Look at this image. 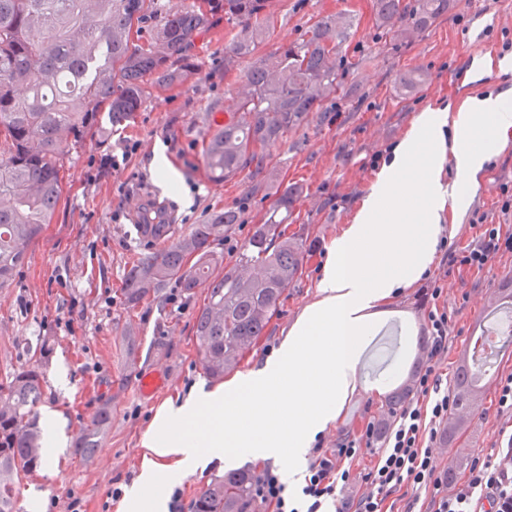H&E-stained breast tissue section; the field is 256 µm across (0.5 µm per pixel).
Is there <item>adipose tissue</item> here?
<instances>
[{
  "mask_svg": "<svg viewBox=\"0 0 512 512\" xmlns=\"http://www.w3.org/2000/svg\"><path fill=\"white\" fill-rule=\"evenodd\" d=\"M511 134L512 88L420 112L333 241L314 300L278 348L223 386H192L158 410L118 512H167L165 492L183 477L243 457L278 465L289 489L303 484L311 445L351 396L381 395L399 381L393 364L375 383L359 378L382 309L433 265L444 217L463 213L478 173Z\"/></svg>",
  "mask_w": 512,
  "mask_h": 512,
  "instance_id": "ef3b65f1",
  "label": "adipose tissue"
}]
</instances>
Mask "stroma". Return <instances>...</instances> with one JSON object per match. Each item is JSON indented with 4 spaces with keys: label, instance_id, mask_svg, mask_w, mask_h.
I'll return each mask as SVG.
<instances>
[{
    "label": "stroma",
    "instance_id": "stroma-1",
    "mask_svg": "<svg viewBox=\"0 0 512 512\" xmlns=\"http://www.w3.org/2000/svg\"><path fill=\"white\" fill-rule=\"evenodd\" d=\"M341 10L354 18V35L342 53L356 64L342 96L266 148L277 184L297 183L304 189L288 230L304 233L314 250L266 335L242 359V373L278 346L313 300L330 244L351 222L377 174L370 157L389 158L424 108L457 105L467 96L512 86V72L483 64L489 56L512 58V0H452L447 15L410 45L376 39L373 0H278L257 55L299 40L322 16ZM232 32L230 24L215 26L196 42L195 76L151 89L127 128L88 141L65 158L64 197L51 223L29 244L24 265L0 288V380L22 369L39 340L48 339L46 384L36 412L41 418L55 413L63 435L61 447L51 449L40 468L21 482L18 512H30L35 500L40 512H117L112 491L128 489L136 480L141 442L157 409L196 383L217 385L202 368L194 329L207 283L190 296L169 284L161 296L145 299L132 311L120 288L132 263L163 245L139 231L145 211L170 224L176 238L213 211L248 199L230 236L238 246L266 217L271 201L263 192L249 193L245 175L212 182L202 160L211 120H223L225 108L233 104L237 78L224 74V38ZM413 71L426 79L412 94H403L399 79ZM158 153L175 170L176 187L159 180L153 163ZM504 183L512 186V138L479 174L472 202L455 219L446 247L465 243L480 222L512 233V208L504 207L500 192ZM453 283L447 300L454 311L452 342L439 364L447 380L453 379L467 340L485 324L472 300L512 286V253L482 272L462 273ZM421 292L418 286L406 289L388 306L387 325L396 341L392 359L402 364L407 385L415 363L425 357ZM149 371L159 372L165 383L145 397L136 380ZM106 399L112 403L111 427L92 462H83L73 453L74 437ZM384 407V401L367 393L353 395L340 421L323 432L325 447L360 434ZM511 420L499 414L496 390L488 388L466 437L469 458L489 455L498 430Z\"/></svg>",
    "mask_w": 512,
    "mask_h": 512
}]
</instances>
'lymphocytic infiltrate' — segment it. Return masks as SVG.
Segmentation results:
<instances>
[{
    "label": "lymphocytic infiltrate",
    "instance_id": "obj_1",
    "mask_svg": "<svg viewBox=\"0 0 512 512\" xmlns=\"http://www.w3.org/2000/svg\"><path fill=\"white\" fill-rule=\"evenodd\" d=\"M505 252H512V234L498 224H481L470 241L445 254L441 272L425 287L432 301L424 317L430 347L413 375V400L402 406L382 436H375L369 424L333 448L316 440L299 494L289 493L273 468H264L255 485V503L262 512H326L335 499L342 502L337 512H384L387 499L403 489L410 492L405 512H512L511 429L499 430L493 453L475 459L449 493L440 491L437 467L438 436L454 406L439 371L448 352L451 317L438 302L456 272L482 271ZM367 453L373 464L367 472L355 473L354 463Z\"/></svg>",
    "mask_w": 512,
    "mask_h": 512
}]
</instances>
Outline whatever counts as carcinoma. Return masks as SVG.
<instances>
[{"label": "carcinoma", "instance_id": "obj_1", "mask_svg": "<svg viewBox=\"0 0 512 512\" xmlns=\"http://www.w3.org/2000/svg\"><path fill=\"white\" fill-rule=\"evenodd\" d=\"M273 0H0V288L27 256V246L51 223L62 195L60 160L87 139L134 120L154 86L181 83L197 68L196 40L222 20L237 28L224 43V73L253 55L272 22ZM451 0H374L376 29L391 43H414L445 14ZM347 12L317 20L299 41L281 43L241 76L235 103L203 142L212 181L247 172L252 189L271 171L265 146L324 111L343 88L353 64L341 46L352 35ZM303 188L286 186L265 221L224 262L217 246L240 223L241 210L213 213L191 232L140 257L121 293L127 309L174 281L191 294L211 280L195 315L201 365L222 379L266 335L283 296L299 278L310 252L302 234H288V218ZM224 275L212 278L216 267ZM48 341L28 365L0 381V512H16L21 476L45 459L34 412L42 400ZM485 373L462 358L454 376L456 411L444 439L452 448L469 426L461 411L481 399ZM409 389L389 394L388 411L374 421L382 431ZM112 405L101 404L76 437L73 451L89 461L108 432ZM255 475L241 469L216 477L197 492L191 512H252Z\"/></svg>", "mask_w": 512, "mask_h": 512}]
</instances>
